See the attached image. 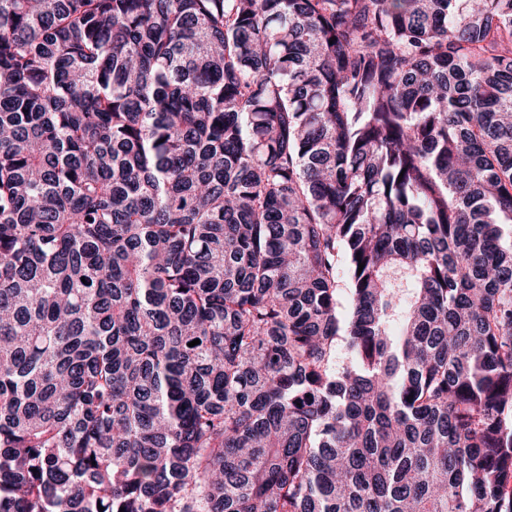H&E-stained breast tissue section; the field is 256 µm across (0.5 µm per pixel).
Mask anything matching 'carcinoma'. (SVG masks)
Wrapping results in <instances>:
<instances>
[{
    "instance_id": "1",
    "label": "carcinoma",
    "mask_w": 512,
    "mask_h": 512,
    "mask_svg": "<svg viewBox=\"0 0 512 512\" xmlns=\"http://www.w3.org/2000/svg\"><path fill=\"white\" fill-rule=\"evenodd\" d=\"M505 226L512 0H0V512H512Z\"/></svg>"
}]
</instances>
